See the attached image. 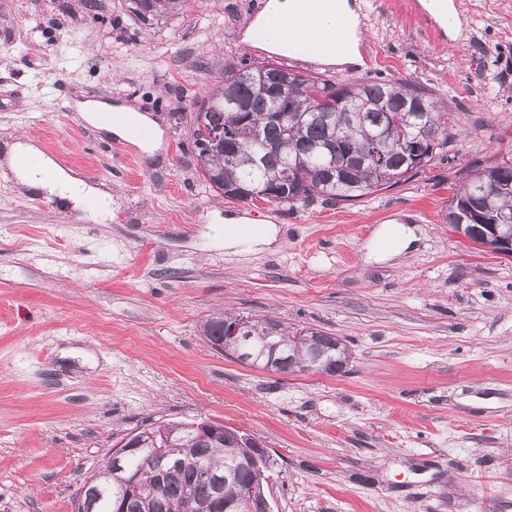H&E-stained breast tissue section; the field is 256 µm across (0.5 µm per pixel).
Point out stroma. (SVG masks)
I'll list each match as a JSON object with an SVG mask.
<instances>
[{"instance_id": "1", "label": "stroma", "mask_w": 512, "mask_h": 512, "mask_svg": "<svg viewBox=\"0 0 512 512\" xmlns=\"http://www.w3.org/2000/svg\"><path fill=\"white\" fill-rule=\"evenodd\" d=\"M0 0V512H75L83 478L134 429L216 420L276 460L273 512H512V256L448 223L466 171L512 149V0H461L439 45L405 0H360L371 63L334 80L406 78L458 134L417 176L352 204L294 211L217 199L197 172L190 104L261 62L239 35L254 0H189L148 24L129 0ZM130 106L158 150L114 153L76 102ZM112 197L98 223L19 183L15 141ZM279 230L225 250L224 220ZM416 240L373 260L383 224ZM229 307L340 337L342 376L274 375L200 333Z\"/></svg>"}]
</instances>
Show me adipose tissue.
<instances>
[{"mask_svg": "<svg viewBox=\"0 0 512 512\" xmlns=\"http://www.w3.org/2000/svg\"><path fill=\"white\" fill-rule=\"evenodd\" d=\"M275 13V18L265 26L267 43L281 44L283 24L288 21L293 25L295 41L306 43L309 50L322 56L325 62L344 64L354 61L358 38L346 23L347 17L354 14L348 0H343L341 12L337 15L327 11L322 0H276ZM33 153L32 146L20 141L15 142L11 149L12 169L20 182L76 208L96 202L97 215L107 217L109 203L98 188L73 176L51 157L40 155L39 167L35 170L20 165L21 157Z\"/></svg>", "mask_w": 512, "mask_h": 512, "instance_id": "adipose-tissue-1", "label": "adipose tissue"}]
</instances>
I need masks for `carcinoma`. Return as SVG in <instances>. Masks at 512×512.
<instances>
[{"mask_svg":"<svg viewBox=\"0 0 512 512\" xmlns=\"http://www.w3.org/2000/svg\"><path fill=\"white\" fill-rule=\"evenodd\" d=\"M186 2L164 0L159 7L156 0H131V9L151 23L179 14ZM280 93L291 111H279ZM191 110L199 176L214 192L227 201L261 199L291 209L357 200L408 181L448 145L456 126L452 113L408 80L335 82L273 62L225 71ZM202 117L220 130V141L206 140ZM448 223L469 241L494 246L488 225H512V154L467 172L452 196ZM239 319L250 337L240 354L252 366L264 367L272 357L277 374L347 372L346 345L316 328L294 330L226 310L205 319L201 332L222 352L224 323ZM311 336L322 338L315 366L307 364ZM193 425H150L153 443L123 462L141 488L124 496L126 512H199L206 502L216 504L215 512H262L273 459L246 463L252 451L241 442L244 433L230 426L217 444L194 442ZM196 456L222 480L221 495L213 478L194 472ZM83 512H113L111 496L86 499Z\"/></svg>","mask_w":512,"mask_h":512,"instance_id":"carcinoma-1","label":"carcinoma"}]
</instances>
